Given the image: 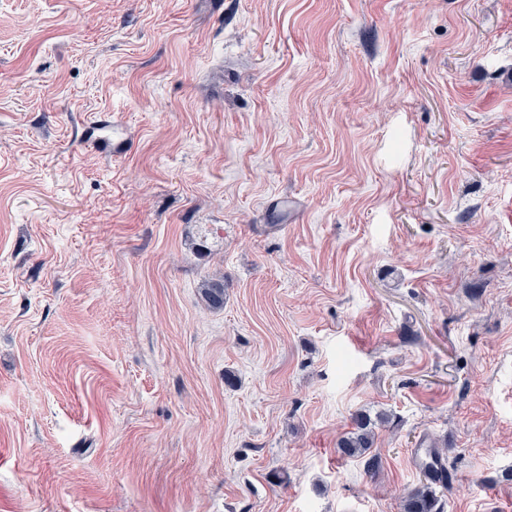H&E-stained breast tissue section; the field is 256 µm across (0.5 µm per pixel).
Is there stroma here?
Here are the masks:
<instances>
[{"label": "stroma", "instance_id": "stroma-1", "mask_svg": "<svg viewBox=\"0 0 512 512\" xmlns=\"http://www.w3.org/2000/svg\"><path fill=\"white\" fill-rule=\"evenodd\" d=\"M423 440L512 512V0H0V512H401ZM375 440L376 433L371 421L363 416H355L351 430L340 438L337 448L345 456H362L373 448Z\"/></svg>", "mask_w": 512, "mask_h": 512}]
</instances>
